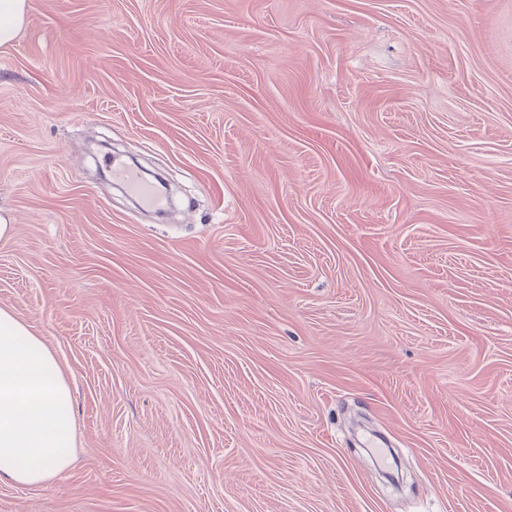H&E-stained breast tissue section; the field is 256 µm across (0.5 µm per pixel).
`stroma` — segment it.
<instances>
[{
	"instance_id": "stroma-1",
	"label": "stroma",
	"mask_w": 512,
	"mask_h": 512,
	"mask_svg": "<svg viewBox=\"0 0 512 512\" xmlns=\"http://www.w3.org/2000/svg\"><path fill=\"white\" fill-rule=\"evenodd\" d=\"M29 2L0 306L76 441L0 512H512V0ZM113 174L115 177H118L126 182L137 193L139 199L146 206L157 207L162 204V198L156 191L155 187L150 184L141 182L139 177L132 170L114 169ZM118 178H116V180H118Z\"/></svg>"
}]
</instances>
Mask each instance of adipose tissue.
<instances>
[{"instance_id": "obj_1", "label": "adipose tissue", "mask_w": 512, "mask_h": 512, "mask_svg": "<svg viewBox=\"0 0 512 512\" xmlns=\"http://www.w3.org/2000/svg\"><path fill=\"white\" fill-rule=\"evenodd\" d=\"M69 383L43 339L0 307V481L52 482L72 462Z\"/></svg>"}]
</instances>
